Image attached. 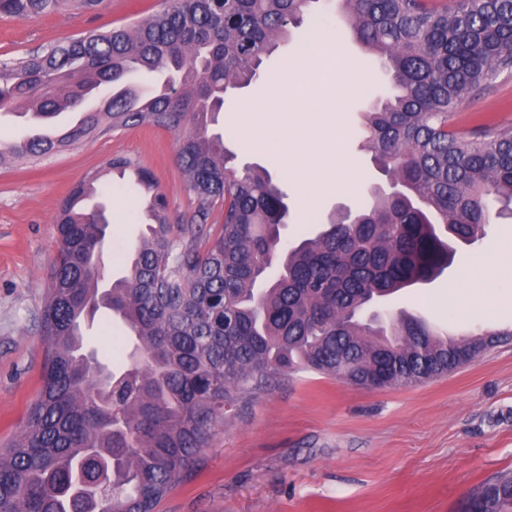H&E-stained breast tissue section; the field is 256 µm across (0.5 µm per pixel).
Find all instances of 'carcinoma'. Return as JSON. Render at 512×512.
Here are the masks:
<instances>
[{
	"label": "carcinoma",
	"mask_w": 512,
	"mask_h": 512,
	"mask_svg": "<svg viewBox=\"0 0 512 512\" xmlns=\"http://www.w3.org/2000/svg\"><path fill=\"white\" fill-rule=\"evenodd\" d=\"M318 2L168 0L129 24L0 63V110L21 103L43 125L83 115L58 139L0 137V160L34 162L97 131L151 125L175 135L197 199L192 223L171 224L153 175L108 160V174L135 172L150 214L127 274L106 288V206L81 207L102 174L63 200L41 316L42 384L19 439L0 450V512H155L274 374L412 385L512 336L450 337L402 311L362 318L451 266L454 249L436 225L472 246L494 220L512 219V124L452 122L470 94L512 72V0H340L354 40L395 89L363 113L362 148L397 191L372 190L365 206L284 248L288 194L264 168L239 167L211 126L226 95L260 81L280 46L319 24ZM101 3L0 0V15L24 21ZM217 205L223 222L212 228ZM101 308L135 337L118 370L83 334ZM465 512H512V473L473 492Z\"/></svg>",
	"instance_id": "obj_1"
}]
</instances>
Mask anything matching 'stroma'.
I'll list each match as a JSON object with an SVG mask.
<instances>
[{"label":"stroma","mask_w":512,"mask_h":512,"mask_svg":"<svg viewBox=\"0 0 512 512\" xmlns=\"http://www.w3.org/2000/svg\"><path fill=\"white\" fill-rule=\"evenodd\" d=\"M161 0H103L98 10L22 21L0 17V60L18 57L93 28L109 29L159 9ZM325 24L369 74L337 119L346 152L367 177L387 178L362 150L363 112L386 79L345 33L337 10ZM457 125L512 124V73L497 75L454 114ZM174 134L154 126L119 128L32 164H0V448L18 439L41 385V313L56 253L53 220L63 199L112 157L150 170L168 202L170 223H188L197 206L175 162ZM112 239L103 260L118 275L141 226L132 183L103 178ZM512 241V221L497 220L478 247L459 246L453 264L426 285L390 297L455 332L512 325V288L478 283L481 313L453 309L448 288L464 259L495 256ZM512 472V341L428 382L375 390L315 372L274 377L218 428L192 478L174 487L157 512H462L466 497Z\"/></svg>","instance_id":"1"}]
</instances>
